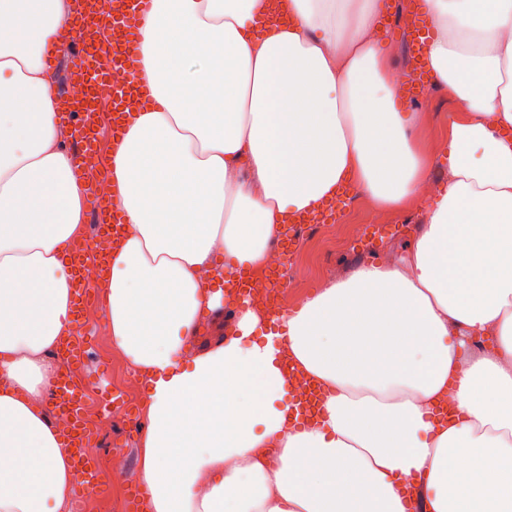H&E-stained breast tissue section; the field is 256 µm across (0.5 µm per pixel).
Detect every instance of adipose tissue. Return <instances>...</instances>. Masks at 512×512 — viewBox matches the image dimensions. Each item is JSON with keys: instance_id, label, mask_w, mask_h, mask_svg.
Segmentation results:
<instances>
[{"instance_id": "obj_1", "label": "adipose tissue", "mask_w": 512, "mask_h": 512, "mask_svg": "<svg viewBox=\"0 0 512 512\" xmlns=\"http://www.w3.org/2000/svg\"><path fill=\"white\" fill-rule=\"evenodd\" d=\"M383 0H151L146 101L108 156L125 230L104 283L113 346L147 382L149 512H512V0H424L448 115V188L407 258L327 283L275 322L218 253L264 271L283 224L347 184L427 188L384 78ZM0 512H64L71 460L46 359L73 325L84 186L45 62L70 0H0ZM493 349L469 354L473 339ZM324 390L295 413L285 360Z\"/></svg>"}]
</instances>
